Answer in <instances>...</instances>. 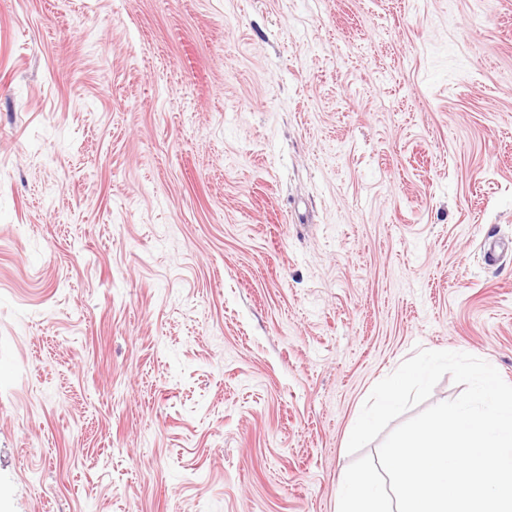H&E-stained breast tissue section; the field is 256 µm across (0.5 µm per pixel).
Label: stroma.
<instances>
[{"mask_svg": "<svg viewBox=\"0 0 512 512\" xmlns=\"http://www.w3.org/2000/svg\"><path fill=\"white\" fill-rule=\"evenodd\" d=\"M420 348L512 384V0H0V512H338Z\"/></svg>", "mask_w": 512, "mask_h": 512, "instance_id": "35a3bbf8", "label": "stroma"}]
</instances>
